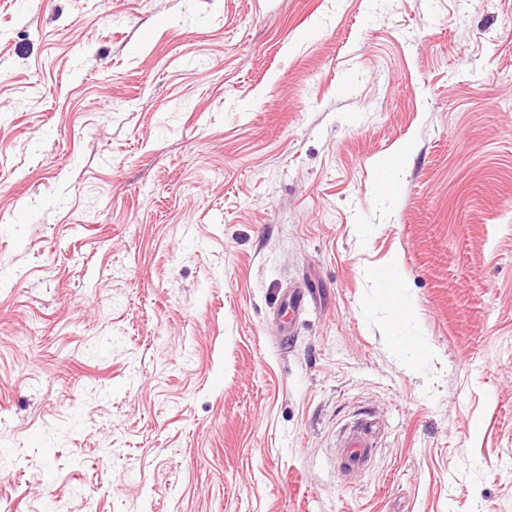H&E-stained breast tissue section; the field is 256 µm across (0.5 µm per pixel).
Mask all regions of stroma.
<instances>
[{
    "mask_svg": "<svg viewBox=\"0 0 512 512\" xmlns=\"http://www.w3.org/2000/svg\"><path fill=\"white\" fill-rule=\"evenodd\" d=\"M0 512H512V0H0ZM373 276L379 282L385 298L389 301H397L399 288H402L401 273L391 266L374 271ZM402 331L398 325H393L391 336L394 345L400 353H410L411 360L416 366L421 358L425 355V349L420 344L412 341L407 336H402ZM375 425L371 420H363L346 435L340 451V465L348 472H358L368 463L372 449Z\"/></svg>",
    "mask_w": 512,
    "mask_h": 512,
    "instance_id": "35a3bbf8",
    "label": "stroma"
}]
</instances>
